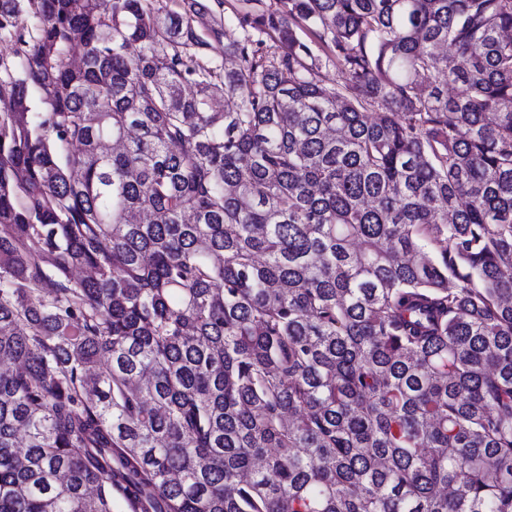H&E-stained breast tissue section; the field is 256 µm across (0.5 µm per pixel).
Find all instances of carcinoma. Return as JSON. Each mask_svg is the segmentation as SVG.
I'll list each match as a JSON object with an SVG mask.
<instances>
[{"mask_svg": "<svg viewBox=\"0 0 512 512\" xmlns=\"http://www.w3.org/2000/svg\"><path fill=\"white\" fill-rule=\"evenodd\" d=\"M247 2L0 0V512H512V0ZM221 5L217 0H199L203 9L199 11L196 16L195 25L199 33L202 35H209L212 28L222 24L224 27V42L236 40L239 37V30L236 27L233 19L234 13L240 8V0H220Z\"/></svg>", "mask_w": 512, "mask_h": 512, "instance_id": "1", "label": "carcinoma"}]
</instances>
